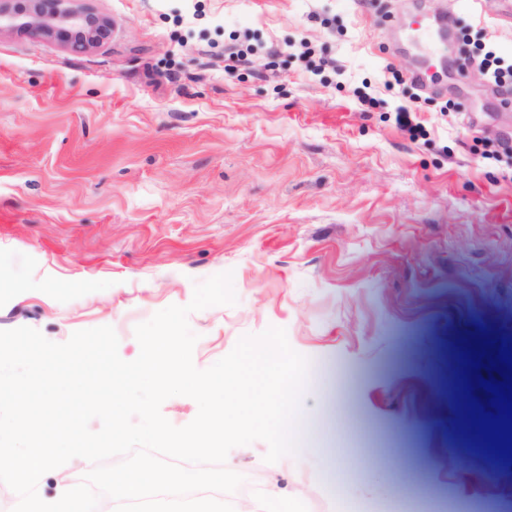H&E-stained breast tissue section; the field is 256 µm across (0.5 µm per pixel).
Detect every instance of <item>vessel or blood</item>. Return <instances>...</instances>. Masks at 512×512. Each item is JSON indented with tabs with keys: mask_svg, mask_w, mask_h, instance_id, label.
<instances>
[{
	"mask_svg": "<svg viewBox=\"0 0 512 512\" xmlns=\"http://www.w3.org/2000/svg\"><path fill=\"white\" fill-rule=\"evenodd\" d=\"M452 31V21L443 8H435L433 13L419 14L411 29V41L418 50L420 62L410 71L409 79L420 89H428L430 83L446 73L448 63L435 46L448 38Z\"/></svg>",
	"mask_w": 512,
	"mask_h": 512,
	"instance_id": "b4317fda",
	"label": "vessel or blood"
}]
</instances>
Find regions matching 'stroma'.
I'll return each mask as SVG.
<instances>
[{
  "label": "stroma",
  "mask_w": 512,
  "mask_h": 512,
  "mask_svg": "<svg viewBox=\"0 0 512 512\" xmlns=\"http://www.w3.org/2000/svg\"><path fill=\"white\" fill-rule=\"evenodd\" d=\"M447 4L430 94L405 78L411 0H79L112 24L84 52L1 31L0 330L110 326L132 361L136 325L232 272L236 304L188 317L194 365L270 327L311 364L297 452L233 448L226 502L336 512L341 483L365 512L402 476L449 512L467 482L512 512V458L489 471L455 439L461 352L512 342V103L471 61L512 59V24Z\"/></svg>",
  "instance_id": "stroma-1"
}]
</instances>
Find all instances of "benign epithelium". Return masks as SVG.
Returning <instances> with one entry per match:
<instances>
[{
	"label": "benign epithelium",
	"instance_id": "7a95c632",
	"mask_svg": "<svg viewBox=\"0 0 512 512\" xmlns=\"http://www.w3.org/2000/svg\"><path fill=\"white\" fill-rule=\"evenodd\" d=\"M72 0H19L17 6L0 8V30L21 29L53 37L73 51L100 45L110 22L85 9L70 6Z\"/></svg>",
	"mask_w": 512,
	"mask_h": 512
}]
</instances>
